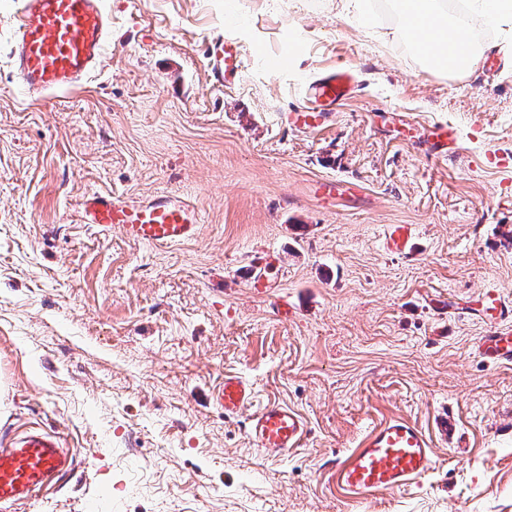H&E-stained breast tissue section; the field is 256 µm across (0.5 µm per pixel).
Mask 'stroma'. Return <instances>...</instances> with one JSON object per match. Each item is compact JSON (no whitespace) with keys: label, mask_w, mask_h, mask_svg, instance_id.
Here are the masks:
<instances>
[{"label":"stroma","mask_w":512,"mask_h":512,"mask_svg":"<svg viewBox=\"0 0 512 512\" xmlns=\"http://www.w3.org/2000/svg\"><path fill=\"white\" fill-rule=\"evenodd\" d=\"M338 3L106 0L96 77L30 106L0 0V435L53 430L76 459L15 512H512V366L481 361L467 312L486 288L512 299V167L485 162L512 155V70L448 79ZM227 39L243 48L228 87L211 77ZM336 66L355 97L333 126L289 130L307 80ZM394 112L456 126L452 156L400 136ZM321 177L358 191L319 204ZM161 191L199 206L194 239L81 221L88 193ZM393 224L412 226V256L387 249ZM269 250L284 267L261 297L250 261ZM227 373L253 408L297 409L304 445L259 449L210 400ZM392 417L426 431L433 467L351 502L334 464Z\"/></svg>","instance_id":"stroma-1"}]
</instances>
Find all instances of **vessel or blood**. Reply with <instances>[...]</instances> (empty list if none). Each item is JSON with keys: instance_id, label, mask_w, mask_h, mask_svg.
<instances>
[{"instance_id": "obj_1", "label": "vessel or blood", "mask_w": 512, "mask_h": 512, "mask_svg": "<svg viewBox=\"0 0 512 512\" xmlns=\"http://www.w3.org/2000/svg\"><path fill=\"white\" fill-rule=\"evenodd\" d=\"M15 32L10 66L29 103L68 95L84 87L101 66L111 32V17L104 0H19L14 12ZM242 47L233 41L217 49L212 75L231 81L237 74ZM356 78L350 69L336 67L310 81L305 103L288 112V125L316 130L332 122L337 109L351 99ZM417 132L428 155L445 158L456 141L449 125ZM84 223L101 230H120L129 241L146 245H175L193 238L200 224L197 207L180 194L158 193L121 199L104 192L85 195L80 202ZM252 285L264 292L282 270L281 258L269 253L257 264ZM475 306L488 331L481 336L479 354L494 365H512V329L503 327L512 316V303L492 288L481 291ZM254 388L249 380L225 375L212 391L218 409L231 416L244 412ZM248 434L258 447L286 453L300 447L308 435L306 418L295 408L270 402L247 419ZM74 452L55 432L32 428L9 437L0 448V512L37 500L73 466ZM432 468L431 441L416 424L393 417L370 430L336 464L337 484L350 501L361 503L381 492L407 488Z\"/></svg>"}]
</instances>
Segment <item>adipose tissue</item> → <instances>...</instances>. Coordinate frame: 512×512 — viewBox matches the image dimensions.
Masks as SVG:
<instances>
[{"mask_svg": "<svg viewBox=\"0 0 512 512\" xmlns=\"http://www.w3.org/2000/svg\"><path fill=\"white\" fill-rule=\"evenodd\" d=\"M394 22L388 36L405 43L416 62L452 78L474 72L491 48L512 56V0H466L462 10L447 0H385ZM495 32V42L479 39Z\"/></svg>", "mask_w": 512, "mask_h": 512, "instance_id": "obj_1", "label": "adipose tissue"}]
</instances>
